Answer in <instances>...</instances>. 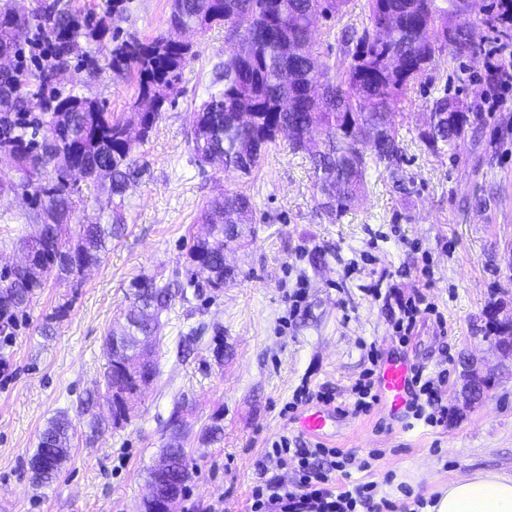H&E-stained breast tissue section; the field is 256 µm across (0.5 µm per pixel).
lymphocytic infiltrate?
Instances as JSON below:
<instances>
[{
	"instance_id": "lymphocytic-infiltrate-1",
	"label": "lymphocytic infiltrate",
	"mask_w": 512,
	"mask_h": 512,
	"mask_svg": "<svg viewBox=\"0 0 512 512\" xmlns=\"http://www.w3.org/2000/svg\"><path fill=\"white\" fill-rule=\"evenodd\" d=\"M407 409L428 424L443 422L448 409L440 382L415 372ZM267 458L278 472L254 487L250 512H394L393 502L378 496L375 483L333 488L331 472L349 465L351 458L322 444H295L283 436L273 442Z\"/></svg>"
}]
</instances>
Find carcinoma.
<instances>
[{
  "label": "carcinoma",
  "mask_w": 512,
  "mask_h": 512,
  "mask_svg": "<svg viewBox=\"0 0 512 512\" xmlns=\"http://www.w3.org/2000/svg\"><path fill=\"white\" fill-rule=\"evenodd\" d=\"M347 0H170L168 33L151 40L135 34L114 36L108 66L119 78L136 81L134 118L143 127L130 140V121L107 111L97 100L75 92H56L44 106L43 118L30 126L16 118L29 104L27 90L34 81L46 85L84 38L93 36L62 0H53L41 16L51 39V58L37 72L18 66L0 69V84L16 87L5 107L11 118V137L0 140V157H16L14 172H0V194L22 190L42 221L38 236L24 242L33 254L23 271L0 270V334L12 335L18 314L46 286H62L79 279L103 262L112 239L125 231L126 192L139 174L138 146L162 119L165 103L178 92L187 60L196 56L192 44L174 39L171 31L194 29L205 33L224 29V59L212 68L214 91L194 113L187 133L191 158L199 165L218 162L224 173L248 175L257 167L277 129L288 125L294 134L290 149L306 153L312 163L317 205L335 218L350 210L366 191L368 169L381 163L397 165L401 157L393 115L410 87L423 75L436 49L448 48L457 57L477 52L475 32L448 33L438 24L448 9L437 0H365L359 27L345 31L352 63L336 69L329 55L313 49L310 19L332 18ZM479 9L491 23L498 4L462 0ZM23 6L5 0L0 7V54L14 49L25 26ZM434 122L422 138L433 149L455 148L471 124L473 113L448 101L433 100ZM311 128L323 130V139L305 138ZM88 180L86 196L76 187ZM105 202L104 224L73 221L84 198ZM207 233L194 240L188 253L190 267L209 271L197 280L191 271L187 283L161 282L141 275L129 284L125 323L105 337L107 368L97 389L98 401L108 407L113 425L126 420L119 396L139 394L136 378L124 370L129 358L155 352L159 315L174 300V289L212 288L236 280L225 267L224 251L241 247L255 236L253 204L243 192H226L207 202L197 216ZM172 439L162 450L160 463L149 471L150 484L163 497L173 487L183 491L191 480L188 455L179 441L181 410L169 419ZM77 428L68 415L52 418L39 434L29 468L40 485L53 482L69 458Z\"/></svg>",
  "instance_id": "carcinoma-1"
}]
</instances>
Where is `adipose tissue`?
<instances>
[{
  "instance_id": "ef3b65f1",
  "label": "adipose tissue",
  "mask_w": 512,
  "mask_h": 512,
  "mask_svg": "<svg viewBox=\"0 0 512 512\" xmlns=\"http://www.w3.org/2000/svg\"><path fill=\"white\" fill-rule=\"evenodd\" d=\"M434 512H512V480L479 474L449 484L433 506Z\"/></svg>"
}]
</instances>
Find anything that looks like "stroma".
<instances>
[{
    "label": "stroma",
    "instance_id": "1",
    "mask_svg": "<svg viewBox=\"0 0 512 512\" xmlns=\"http://www.w3.org/2000/svg\"><path fill=\"white\" fill-rule=\"evenodd\" d=\"M69 3L99 28L89 45L100 66L91 72L72 59L54 86L130 114L136 85L106 66L114 0ZM168 13V0H133L124 29L155 36L165 31ZM363 15L364 0H348L341 14L313 29L316 49L338 69L351 62L342 32ZM181 38L197 55L138 149L144 174L127 191L124 234L78 285L44 289L14 334L0 335V512H139L178 406L193 474L175 512H249L271 442L301 435L300 416L319 408L293 405L304 387L333 396L327 408L336 429L323 442L353 456L337 484L377 483L380 495L401 506L438 498L449 483L480 473L512 479V357L501 355L485 329L490 304L512 312V91L498 110H485L492 87L484 54L436 53L396 109L402 156L395 171L369 170L363 200L332 221L313 199L307 154L292 153L287 136L247 176L192 161L186 131L208 97L214 63L224 57V32L189 30ZM443 93L479 119L459 149L435 151L420 133ZM227 191L246 192L254 204L256 235L228 256L236 282L175 297L159 317L152 384L120 426L91 433L80 408L106 368L104 337L127 303L130 281L185 271L188 249L203 231L200 208ZM28 214L22 193L0 196V260H19V238L36 230ZM424 270L435 310L403 346L391 335L389 309L368 289L378 283L412 291ZM63 303L66 316L55 318ZM194 329L199 339L180 354ZM372 344L381 356H401L443 376L445 423L392 415L381 405L352 415L347 389L366 368ZM466 358L492 378L469 406L462 397ZM63 411L78 437L60 477L41 486L28 461L48 420ZM216 421L221 438L202 440Z\"/></svg>",
    "mask_w": 512,
    "mask_h": 512
}]
</instances>
